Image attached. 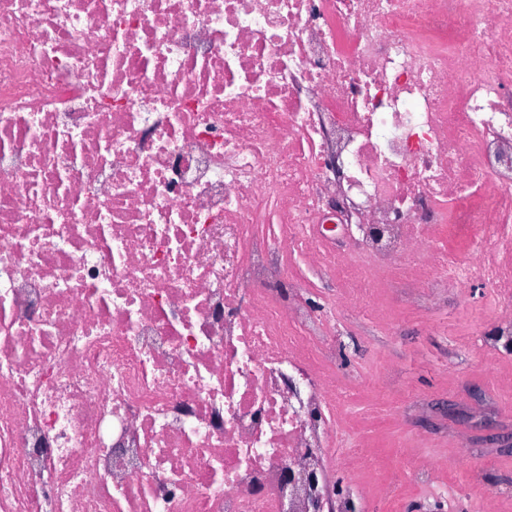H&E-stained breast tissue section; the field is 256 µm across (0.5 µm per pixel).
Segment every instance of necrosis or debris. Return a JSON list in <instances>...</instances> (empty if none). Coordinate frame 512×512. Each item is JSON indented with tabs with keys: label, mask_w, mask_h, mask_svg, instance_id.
<instances>
[{
	"label": "necrosis or debris",
	"mask_w": 512,
	"mask_h": 512,
	"mask_svg": "<svg viewBox=\"0 0 512 512\" xmlns=\"http://www.w3.org/2000/svg\"><path fill=\"white\" fill-rule=\"evenodd\" d=\"M475 282L512 0H0V512H313L372 464L337 307ZM297 272L299 276L308 275L314 283H311L309 289V301L314 305L323 304L325 301L330 299L334 294H336V304L338 303V288L327 278L325 277H313L308 273L309 266L304 264L302 261H298Z\"/></svg>",
	"instance_id": "1"
}]
</instances>
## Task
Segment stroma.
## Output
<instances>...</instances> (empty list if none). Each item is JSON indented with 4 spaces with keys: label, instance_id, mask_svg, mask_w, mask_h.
Segmentation results:
<instances>
[{
    "label": "stroma",
    "instance_id": "1",
    "mask_svg": "<svg viewBox=\"0 0 512 512\" xmlns=\"http://www.w3.org/2000/svg\"><path fill=\"white\" fill-rule=\"evenodd\" d=\"M507 306L479 284L440 292L432 304L394 298L388 328L342 311L337 374L353 384L352 406L365 416L355 429L374 460L356 475L330 466L353 512H390L382 472L397 476L406 512H474L484 494L512 508V352L497 340ZM410 455L445 468L447 495L408 468Z\"/></svg>",
    "mask_w": 512,
    "mask_h": 512
}]
</instances>
